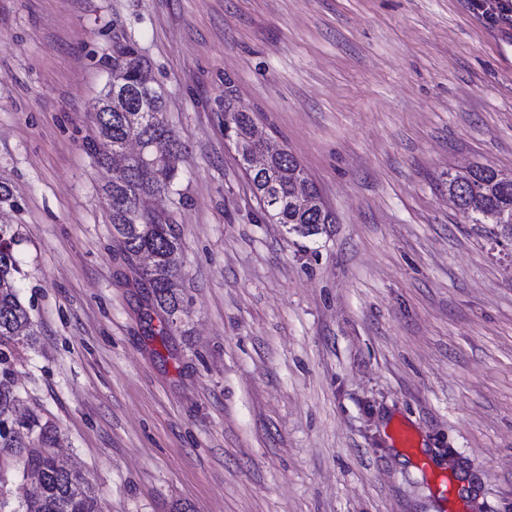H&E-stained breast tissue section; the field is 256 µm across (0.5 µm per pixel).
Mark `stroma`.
<instances>
[{"mask_svg": "<svg viewBox=\"0 0 512 512\" xmlns=\"http://www.w3.org/2000/svg\"><path fill=\"white\" fill-rule=\"evenodd\" d=\"M491 2L0 0V223L37 331L15 387L103 512H512V246L448 203L449 174L512 171ZM128 41L185 145L148 201L181 241L167 336L86 149ZM228 99L317 186L318 235L265 216Z\"/></svg>", "mask_w": 512, "mask_h": 512, "instance_id": "35a3bbf8", "label": "stroma"}]
</instances>
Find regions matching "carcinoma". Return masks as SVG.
Returning a JSON list of instances; mask_svg holds the SVG:
<instances>
[{"instance_id":"obj_1","label":"carcinoma","mask_w":512,"mask_h":512,"mask_svg":"<svg viewBox=\"0 0 512 512\" xmlns=\"http://www.w3.org/2000/svg\"><path fill=\"white\" fill-rule=\"evenodd\" d=\"M112 68L125 72L124 83L107 89L94 107L97 138L89 150L98 163L123 151L135 138L141 152L128 159L120 176L103 187L112 202V228L121 238L128 258L149 252L154 260L135 269L152 288L156 306L167 315L168 326H177L183 297L179 280V236L146 208L147 199L173 190L179 178L184 144L164 119L163 96L153 86L146 62L135 43L127 42L112 54ZM224 123L242 150L267 151V165L251 173L254 191L270 194L276 204L265 214L303 237L320 233L330 215L318 189L309 185L304 168L283 147L267 148L254 139V118L248 112L224 104ZM448 202L467 214L473 224L512 225V173L492 165L476 164L463 173L448 175ZM18 244L11 228L0 225V452L22 458V478L36 485L28 496L7 489L0 476V512H102L85 474L59 459L55 452L56 427L38 417L15 414L18 393L13 388L19 347L35 341L36 330L29 310L16 290L22 274L15 255Z\"/></svg>"}]
</instances>
